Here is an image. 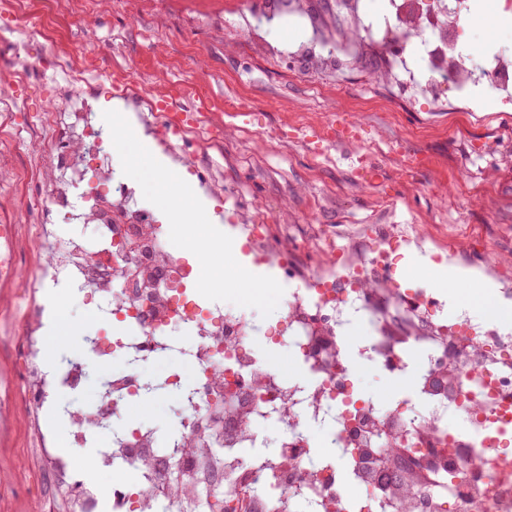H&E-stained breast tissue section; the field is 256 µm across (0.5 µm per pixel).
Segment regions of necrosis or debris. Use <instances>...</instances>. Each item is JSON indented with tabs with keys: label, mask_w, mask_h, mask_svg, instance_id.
Returning a JSON list of instances; mask_svg holds the SVG:
<instances>
[{
	"label": "necrosis or debris",
	"mask_w": 512,
	"mask_h": 512,
	"mask_svg": "<svg viewBox=\"0 0 512 512\" xmlns=\"http://www.w3.org/2000/svg\"><path fill=\"white\" fill-rule=\"evenodd\" d=\"M78 2L9 6L48 48L55 20ZM469 11V0H386L379 15L369 0H332L326 13L313 0L293 9L288 0H252L234 21L256 56L304 62L309 74L343 78L375 60L385 85H409L400 99L409 111L450 97L473 102L481 85L512 105V50L468 53ZM291 24L296 40L273 39L274 26ZM96 72L92 57L71 60L67 96L29 131L38 146L30 171L46 182L44 197L30 204L39 213L32 236L49 258L37 278L43 301L22 325L21 371L72 512H186L202 487L232 512H297L302 501L310 512H512V327L501 316L512 305V277L502 275L501 260L489 252L479 259L496 285V313H451L444 300L400 287L402 252H429L430 241L407 233L391 210L369 236L357 228L339 242L316 224L299 240L213 168L203 187L223 202L242 255L281 288L279 312L258 330L255 299L228 303L207 288L175 242L171 218L125 177L117 141L82 90ZM73 224L96 225V240L70 232ZM60 287L96 321L81 331L77 357L47 348L62 327ZM358 329L365 340L350 342ZM353 356L409 378L407 391L386 401L361 397ZM172 357L180 366L166 375L165 392L182 411L162 451L153 428L116 430L112 421L148 399L143 368ZM60 421L64 453L53 447ZM267 422L278 429L271 454L259 431ZM322 432L325 454L315 450ZM97 436L105 440L99 470L125 468L135 482L104 491L89 484L75 451Z\"/></svg>",
	"instance_id": "1"
}]
</instances>
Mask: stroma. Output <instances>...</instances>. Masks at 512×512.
I'll return each mask as SVG.
<instances>
[{"mask_svg": "<svg viewBox=\"0 0 512 512\" xmlns=\"http://www.w3.org/2000/svg\"><path fill=\"white\" fill-rule=\"evenodd\" d=\"M474 4L469 43L488 52L512 46V14L497 13L495 0ZM17 26L16 15L0 9V82L28 102L18 123L39 120L63 92L56 73L83 53L99 60L88 87L98 104L117 97L109 78L116 67L166 98L193 81L207 89L211 111L221 115L223 143L208 149L188 140L183 156L193 165H221L225 180L256 192L272 215L287 214L302 232L326 224L341 235L350 225L369 223L383 201L395 205L398 223L438 242L427 255L404 253L396 271L404 287H428L424 268L447 258L452 241L493 253L512 273V114L498 111L495 97L483 99L479 112L461 113L403 112L378 85L358 79L338 85L333 95L319 94V80L299 74L287 60L251 54L246 35L224 26V0H153L144 11L122 0H90L84 16L57 21L53 53L30 44L33 65L19 84L13 77ZM270 127L285 130L282 142L262 139ZM116 155L144 198L160 206L147 181L159 153L139 151L126 139ZM362 158L378 167V183L363 182ZM473 182L482 183V194L470 193ZM174 194L182 206L205 211L193 235L175 228L188 251L224 237L223 205L194 186ZM19 250L23 283L0 288V512H54L57 486L36 442V419L23 400L19 373L21 319L30 302L42 299L25 285L47 252L25 234ZM179 411L171 397L135 402L116 425L148 424L164 441Z\"/></svg>", "mask_w": 512, "mask_h": 512, "instance_id": "1", "label": "stroma"}]
</instances>
